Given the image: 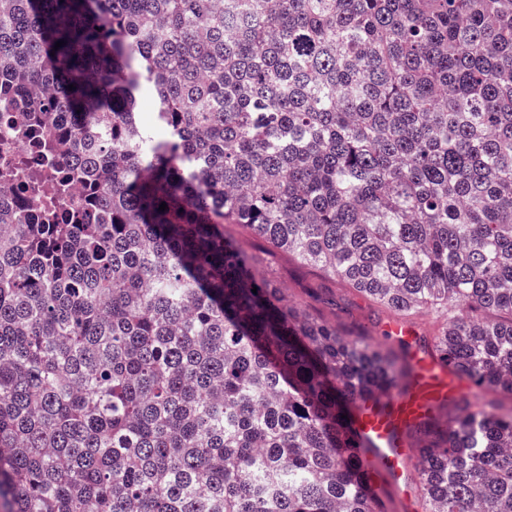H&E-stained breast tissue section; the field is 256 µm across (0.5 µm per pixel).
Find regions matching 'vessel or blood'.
Segmentation results:
<instances>
[{
  "label": "vessel or blood",
  "mask_w": 512,
  "mask_h": 512,
  "mask_svg": "<svg viewBox=\"0 0 512 512\" xmlns=\"http://www.w3.org/2000/svg\"><path fill=\"white\" fill-rule=\"evenodd\" d=\"M385 331L406 344L412 370L398 386L355 401L352 436L368 474L369 494L378 507L398 498L406 512H420L416 483L407 473L410 459L418 453L408 430L458 397L459 391L447 363L426 349L411 327L393 319Z\"/></svg>",
  "instance_id": "b4317fda"
}]
</instances>
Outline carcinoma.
I'll use <instances>...</instances> for the list:
<instances>
[{"instance_id":"obj_1","label":"carcinoma","mask_w":512,"mask_h":512,"mask_svg":"<svg viewBox=\"0 0 512 512\" xmlns=\"http://www.w3.org/2000/svg\"><path fill=\"white\" fill-rule=\"evenodd\" d=\"M17 117L81 194L0 202V512H377L348 415L402 370L279 256L512 397V0H0ZM411 438L421 512H512V411ZM139 112H141V120L144 126L150 128L155 137L163 138L167 136V131L154 124V113L156 105L153 94L149 90L143 91L140 97Z\"/></svg>"}]
</instances>
